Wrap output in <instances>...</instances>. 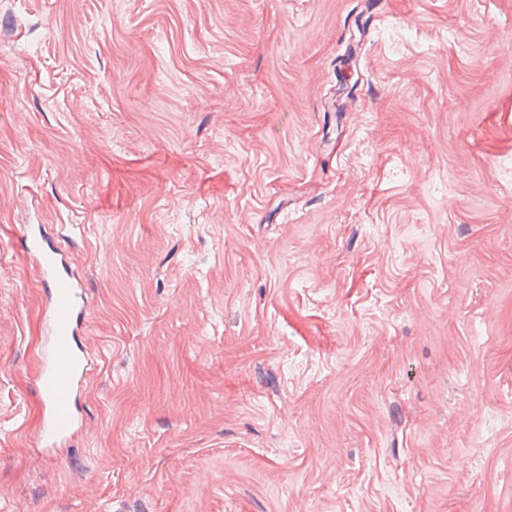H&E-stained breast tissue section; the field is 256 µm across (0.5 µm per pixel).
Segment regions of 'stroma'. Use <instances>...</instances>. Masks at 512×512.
<instances>
[{
    "mask_svg": "<svg viewBox=\"0 0 512 512\" xmlns=\"http://www.w3.org/2000/svg\"><path fill=\"white\" fill-rule=\"evenodd\" d=\"M371 2L0 0V512H512V0ZM24 247L36 256L49 286V343L42 357L38 393L44 405L40 437L46 447L54 448L68 439L78 423V393L90 366L76 346L85 303L79 282L62 271V254L41 232H27Z\"/></svg>",
    "mask_w": 512,
    "mask_h": 512,
    "instance_id": "35a3bbf8",
    "label": "stroma"
}]
</instances>
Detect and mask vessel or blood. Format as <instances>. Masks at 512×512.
<instances>
[{
  "label": "vessel or blood",
  "instance_id": "b4317fda",
  "mask_svg": "<svg viewBox=\"0 0 512 512\" xmlns=\"http://www.w3.org/2000/svg\"><path fill=\"white\" fill-rule=\"evenodd\" d=\"M24 247L36 256L49 286V343L42 357L38 393L44 405L40 437L46 447L54 448L68 439L78 423V393L90 366L76 345L85 303L79 282L64 271L61 253L43 235L27 232Z\"/></svg>",
  "mask_w": 512,
  "mask_h": 512
}]
</instances>
